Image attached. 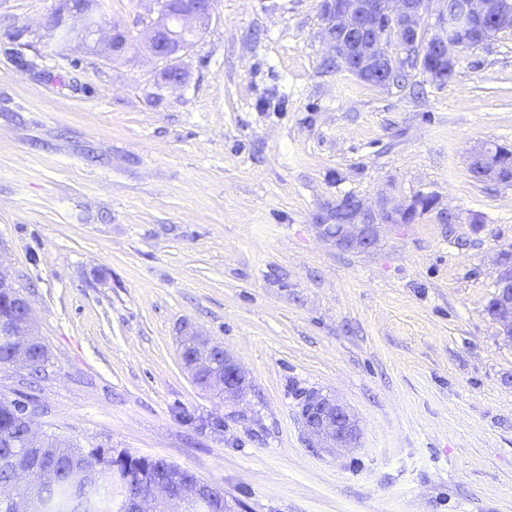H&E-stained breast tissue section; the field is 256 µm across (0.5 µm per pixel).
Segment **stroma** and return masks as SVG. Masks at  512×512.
<instances>
[{
  "instance_id": "obj_1",
  "label": "stroma",
  "mask_w": 512,
  "mask_h": 512,
  "mask_svg": "<svg viewBox=\"0 0 512 512\" xmlns=\"http://www.w3.org/2000/svg\"><path fill=\"white\" fill-rule=\"evenodd\" d=\"M54 0H0V263L50 362L0 366V397L87 448L162 457L226 512H512V345L486 312L512 246V185L471 154L512 146V34L447 85L378 88L330 68L319 0H219L163 85L43 30ZM143 0H95L132 39ZM438 195L435 215L344 252L338 198ZM191 323L247 374L221 404L180 360ZM355 415L356 447H312L298 395ZM195 423L185 421V414ZM469 169L478 181H491L511 185V179H504V164L500 158L499 149L494 144H485L470 157Z\"/></svg>"
}]
</instances>
